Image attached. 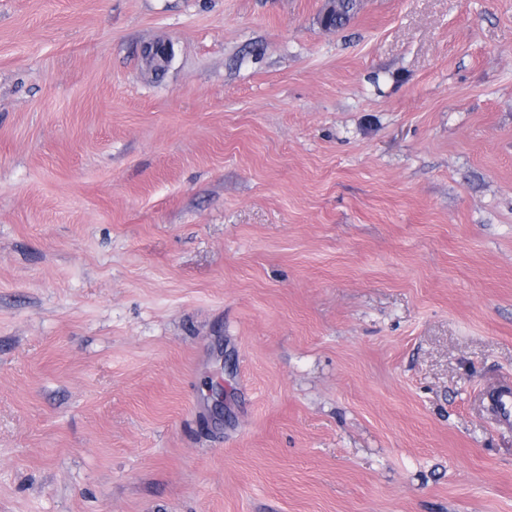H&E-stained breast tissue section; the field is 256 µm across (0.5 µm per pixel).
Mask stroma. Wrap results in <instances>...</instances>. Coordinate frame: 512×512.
I'll use <instances>...</instances> for the list:
<instances>
[{
	"mask_svg": "<svg viewBox=\"0 0 512 512\" xmlns=\"http://www.w3.org/2000/svg\"><path fill=\"white\" fill-rule=\"evenodd\" d=\"M324 6L0 0V512H512V0ZM337 10L330 17L321 16V24L328 29L339 30L349 23L356 14V0H338ZM488 397L499 421L512 426V388L502 386L492 391Z\"/></svg>",
	"mask_w": 512,
	"mask_h": 512,
	"instance_id": "1",
	"label": "stroma"
}]
</instances>
